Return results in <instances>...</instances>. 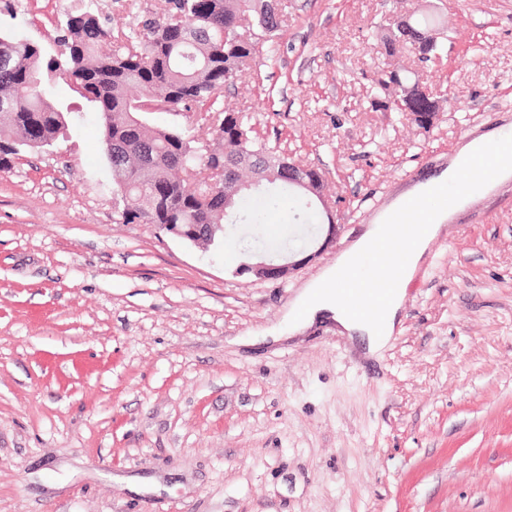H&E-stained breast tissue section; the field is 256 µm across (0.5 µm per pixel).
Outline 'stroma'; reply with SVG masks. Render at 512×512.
Segmentation results:
<instances>
[{
    "label": "stroma",
    "mask_w": 512,
    "mask_h": 512,
    "mask_svg": "<svg viewBox=\"0 0 512 512\" xmlns=\"http://www.w3.org/2000/svg\"><path fill=\"white\" fill-rule=\"evenodd\" d=\"M157 3L0 0V28L51 54L64 13L128 28ZM278 6L223 100L339 208L333 241L301 229L289 277L237 274L270 255L241 224L206 251L123 223L96 108L67 85L65 137L0 169V512H512V179L430 244L380 357L331 324L266 339L400 192L512 124V0ZM414 10L453 44L418 70L443 100L427 132L370 105L374 32Z\"/></svg>",
    "instance_id": "obj_1"
}]
</instances>
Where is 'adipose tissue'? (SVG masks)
<instances>
[{
  "label": "adipose tissue",
  "mask_w": 512,
  "mask_h": 512,
  "mask_svg": "<svg viewBox=\"0 0 512 512\" xmlns=\"http://www.w3.org/2000/svg\"><path fill=\"white\" fill-rule=\"evenodd\" d=\"M502 137V132L495 130L464 141L457 154L449 159L447 168L437 176L414 185L379 212L373 224L341 254L335 266L310 284L293 303L289 314L292 331H299L317 321L330 322L345 336L361 340L368 355L378 354L395 332L406 289L430 243L459 210L493 190V183L477 176L470 177L468 184H461L460 175L476 156L497 146ZM452 187L457 190L453 203L437 201V194ZM408 206L417 207L421 217L420 229L406 244L401 266L390 274L393 291L381 317L373 322L356 316L349 308L345 289L352 281L367 278L370 271L355 267L353 258L371 253L382 236L383 225L394 223L400 211Z\"/></svg>",
  "instance_id": "obj_1"
}]
</instances>
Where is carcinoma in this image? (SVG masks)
<instances>
[{"label":"carcinoma","instance_id":"cac0c4a2","mask_svg":"<svg viewBox=\"0 0 512 512\" xmlns=\"http://www.w3.org/2000/svg\"><path fill=\"white\" fill-rule=\"evenodd\" d=\"M408 23L406 36L394 22L381 30L383 54L432 38L431 56L446 59L428 18ZM280 27L273 0H160L155 15L128 33L90 10L66 14L53 55L0 31V168L66 134L67 117L51 101L62 81L96 107L112 192L128 206L123 223L177 224L190 238L202 236L207 249L223 247L226 228L238 222L277 241L271 216L286 209L306 223L321 193L320 171L275 154L219 98L253 68L264 44L280 38ZM372 95L374 106L392 112L403 111L396 100L404 96L413 112L438 110V97L417 98L405 69L383 75ZM158 108L175 117L220 116L208 126L212 138L203 139L177 121L152 125Z\"/></svg>","mask_w":512,"mask_h":512}]
</instances>
